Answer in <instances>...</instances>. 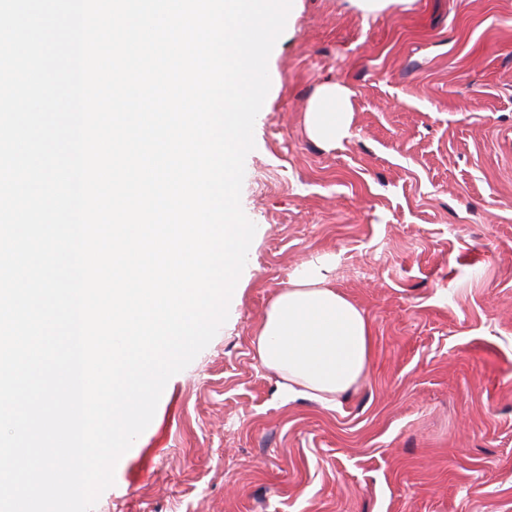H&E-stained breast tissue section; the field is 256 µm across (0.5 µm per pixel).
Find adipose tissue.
<instances>
[{
	"label": "adipose tissue",
	"instance_id": "obj_1",
	"mask_svg": "<svg viewBox=\"0 0 512 512\" xmlns=\"http://www.w3.org/2000/svg\"><path fill=\"white\" fill-rule=\"evenodd\" d=\"M346 88L322 85L306 114L310 136L329 145L350 134ZM326 264L306 266L273 300L254 338L264 367L286 399L302 396L330 410L369 372L373 336L364 312L329 285Z\"/></svg>",
	"mask_w": 512,
	"mask_h": 512
}]
</instances>
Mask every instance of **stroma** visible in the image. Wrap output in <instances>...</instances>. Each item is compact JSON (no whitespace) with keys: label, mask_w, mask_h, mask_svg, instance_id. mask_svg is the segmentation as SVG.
Listing matches in <instances>:
<instances>
[{"label":"stroma","mask_w":512,"mask_h":512,"mask_svg":"<svg viewBox=\"0 0 512 512\" xmlns=\"http://www.w3.org/2000/svg\"><path fill=\"white\" fill-rule=\"evenodd\" d=\"M241 205L257 230L210 344L93 512H512V0H293ZM349 137L312 139L318 86ZM372 325L365 382L284 401L251 340L302 265ZM351 106L349 92L336 84L322 85L306 112L310 136L329 145H336L350 135Z\"/></svg>","instance_id":"1"}]
</instances>
